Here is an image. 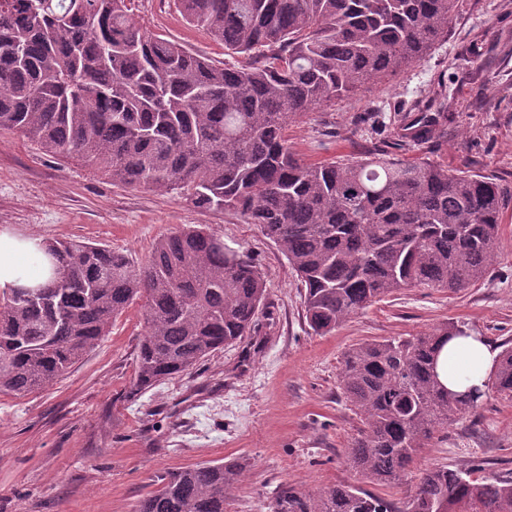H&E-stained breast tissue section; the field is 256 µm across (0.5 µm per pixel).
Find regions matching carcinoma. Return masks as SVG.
<instances>
[{"instance_id": "cac0c4a2", "label": "carcinoma", "mask_w": 512, "mask_h": 512, "mask_svg": "<svg viewBox=\"0 0 512 512\" xmlns=\"http://www.w3.org/2000/svg\"><path fill=\"white\" fill-rule=\"evenodd\" d=\"M184 19L233 64L216 63L129 18L126 0H0V130L115 182L186 189L194 207L232 209L260 226L304 288L303 317L325 335L403 288L458 291L483 282L512 201L489 177L388 155L309 163L288 123L393 77L448 37L456 0H176ZM448 125H406L422 142ZM52 276L35 297L0 291V394L61 377L144 301L131 395L258 336L266 282L243 251L204 227L159 237L148 259L95 243L44 241ZM462 330L354 345L339 388L360 426L345 463L361 480L277 486L271 512H512V477L443 465L408 480L422 450L476 412L488 391L453 393L436 359ZM512 397V346L491 382ZM243 458L163 475L136 512H225Z\"/></svg>"}]
</instances>
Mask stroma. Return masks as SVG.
Listing matches in <instances>:
<instances>
[{
  "label": "stroma",
  "instance_id": "obj_1",
  "mask_svg": "<svg viewBox=\"0 0 512 512\" xmlns=\"http://www.w3.org/2000/svg\"><path fill=\"white\" fill-rule=\"evenodd\" d=\"M128 9L141 29L224 61L223 46L189 25L174 0H130ZM442 109L454 115L444 130L424 143L403 138L404 114ZM287 135L311 162L386 152L491 177L512 195V0H457L447 38L421 61L290 122ZM189 224L253 257L276 317L268 335L226 347L133 399L143 307L132 304L52 387L0 395V512H135L158 476L238 457L250 469L226 512H270L279 483L316 489L355 479L345 453L358 419L338 388L352 345L446 322L512 345V205L481 284L455 292L405 288L318 336L304 321L300 283L258 225L233 211L198 209L179 190L112 182L0 131L1 230L90 241L142 262L161 235ZM474 459L483 475L512 473V398L491 394L417 464L465 468Z\"/></svg>",
  "mask_w": 512,
  "mask_h": 512
}]
</instances>
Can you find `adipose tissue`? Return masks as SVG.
<instances>
[{
    "mask_svg": "<svg viewBox=\"0 0 512 512\" xmlns=\"http://www.w3.org/2000/svg\"><path fill=\"white\" fill-rule=\"evenodd\" d=\"M48 276V263L39 241L0 231V289L34 287ZM499 351L482 336L470 333L449 339L442 348L437 371L449 389L484 386L497 366Z\"/></svg>",
    "mask_w": 512,
    "mask_h": 512,
    "instance_id": "obj_1",
    "label": "adipose tissue"
}]
</instances>
